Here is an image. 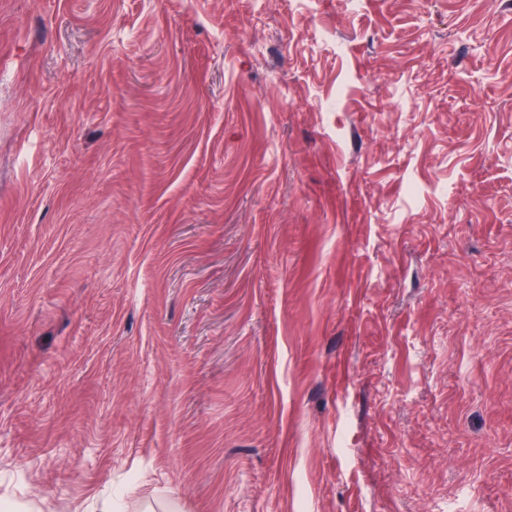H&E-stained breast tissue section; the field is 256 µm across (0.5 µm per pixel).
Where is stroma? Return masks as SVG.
I'll list each match as a JSON object with an SVG mask.
<instances>
[{"label": "stroma", "instance_id": "stroma-1", "mask_svg": "<svg viewBox=\"0 0 512 512\" xmlns=\"http://www.w3.org/2000/svg\"><path fill=\"white\" fill-rule=\"evenodd\" d=\"M512 512V0H0V499Z\"/></svg>", "mask_w": 512, "mask_h": 512}]
</instances>
